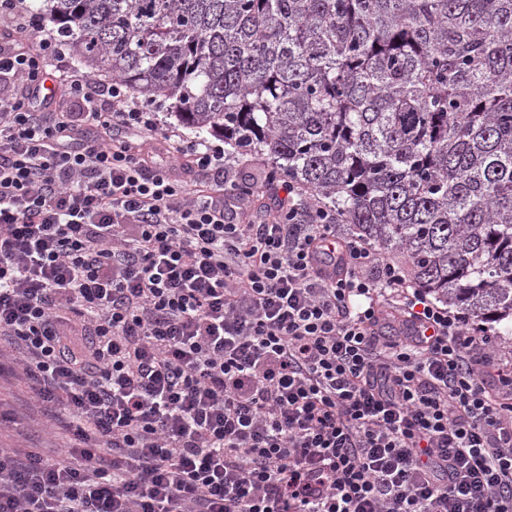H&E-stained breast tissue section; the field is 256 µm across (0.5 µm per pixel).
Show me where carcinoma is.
Returning a JSON list of instances; mask_svg holds the SVG:
<instances>
[{
  "instance_id": "carcinoma-1",
  "label": "carcinoma",
  "mask_w": 512,
  "mask_h": 512,
  "mask_svg": "<svg viewBox=\"0 0 512 512\" xmlns=\"http://www.w3.org/2000/svg\"><path fill=\"white\" fill-rule=\"evenodd\" d=\"M72 58L266 157L468 318L512 322V0H29Z\"/></svg>"
}]
</instances>
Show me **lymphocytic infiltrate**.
<instances>
[{
    "mask_svg": "<svg viewBox=\"0 0 512 512\" xmlns=\"http://www.w3.org/2000/svg\"><path fill=\"white\" fill-rule=\"evenodd\" d=\"M38 26L0 39V341L72 438L0 448V512H512L494 336L298 184L248 219L223 147ZM51 68L75 112L42 96Z\"/></svg>",
    "mask_w": 512,
    "mask_h": 512,
    "instance_id": "1",
    "label": "lymphocytic infiltrate"
}]
</instances>
